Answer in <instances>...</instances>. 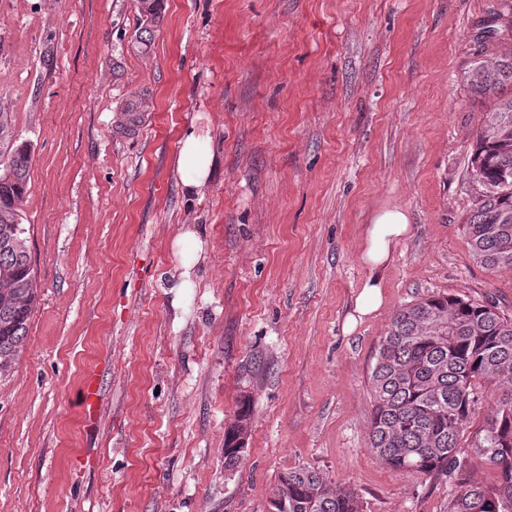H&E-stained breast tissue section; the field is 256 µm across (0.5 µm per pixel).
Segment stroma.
<instances>
[{
	"label": "stroma",
	"instance_id": "1",
	"mask_svg": "<svg viewBox=\"0 0 512 512\" xmlns=\"http://www.w3.org/2000/svg\"><path fill=\"white\" fill-rule=\"evenodd\" d=\"M501 10L161 0L144 52L136 0H0V110L31 147L20 214L37 288L0 373V512H267L298 467L364 512H448L446 482L371 454V372L393 314L427 295L512 317V271L477 264L466 232L490 107L467 76L512 53L510 31L482 42ZM141 90L149 123L117 134ZM191 128L214 157L193 193L176 164ZM381 208L410 231L376 273L382 306L348 333ZM187 231L201 249L186 269ZM250 416V404L243 400L237 413V422L224 434V463L228 467H232L236 463L244 450L245 434Z\"/></svg>",
	"mask_w": 512,
	"mask_h": 512
}]
</instances>
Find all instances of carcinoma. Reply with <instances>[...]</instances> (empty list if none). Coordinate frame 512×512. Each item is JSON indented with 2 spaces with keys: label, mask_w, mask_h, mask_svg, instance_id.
Listing matches in <instances>:
<instances>
[{
  "label": "carcinoma",
  "mask_w": 512,
  "mask_h": 512,
  "mask_svg": "<svg viewBox=\"0 0 512 512\" xmlns=\"http://www.w3.org/2000/svg\"><path fill=\"white\" fill-rule=\"evenodd\" d=\"M469 85L493 106L484 113L469 156L478 187L467 220L473 259L491 272L512 270V56L474 64ZM136 92L121 112H146ZM31 154L16 144L8 113L0 112V372L27 335L35 298V269L19 222ZM487 390L495 409L478 426L473 415ZM371 451L394 470L448 482V512H512V318L489 302L433 294L398 310L381 339L372 370ZM250 404L224 434V463L245 447ZM497 475L472 482L471 457ZM268 512H363L359 494L331 485L317 470L279 476Z\"/></svg>",
  "instance_id": "cac0c4a2"
}]
</instances>
